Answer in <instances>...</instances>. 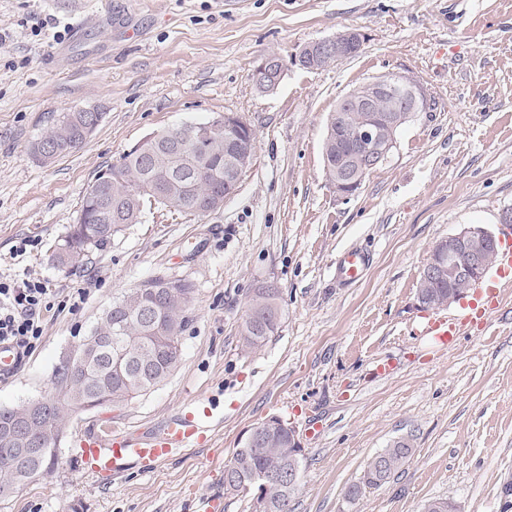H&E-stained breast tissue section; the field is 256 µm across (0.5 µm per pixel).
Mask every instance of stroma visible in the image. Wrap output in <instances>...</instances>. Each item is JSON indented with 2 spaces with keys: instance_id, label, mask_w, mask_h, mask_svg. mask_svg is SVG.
<instances>
[{
  "instance_id": "1",
  "label": "stroma",
  "mask_w": 512,
  "mask_h": 512,
  "mask_svg": "<svg viewBox=\"0 0 512 512\" xmlns=\"http://www.w3.org/2000/svg\"><path fill=\"white\" fill-rule=\"evenodd\" d=\"M359 53L320 70L295 65L305 44L346 29ZM0 276L47 282L55 307L40 345L0 373V408L49 398L63 358L124 293L162 276L195 286L172 375L121 407L73 414L56 464L0 499V512H251L224 488L248 432L277 416L297 432L301 481L292 512H512V288L454 346L418 329L417 288L434 247L464 227L499 232L512 208V0H0ZM281 58L270 93L252 79ZM397 72L427 107L388 160L344 199L325 177L322 146L337 101ZM75 109L101 112L82 145L55 162L31 147ZM232 113L256 152L223 207L194 217L153 204L76 266L51 259L97 174L143 137ZM26 253H19V246ZM370 264L336 278L340 255ZM279 288L282 318L247 345V296ZM84 303L60 308L77 289ZM389 375L375 374L378 363ZM214 432L164 463L117 476L81 471L83 434L146 432L192 407ZM404 440L406 464L356 501L346 497L383 448ZM283 75V64L276 55H267L253 71L254 82L261 92L273 91ZM370 263L367 253L359 249L345 252L337 266L341 278L348 283L360 279Z\"/></svg>"
}]
</instances>
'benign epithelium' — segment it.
Returning <instances> with one entry per match:
<instances>
[{"instance_id": "1", "label": "benign epithelium", "mask_w": 512, "mask_h": 512, "mask_svg": "<svg viewBox=\"0 0 512 512\" xmlns=\"http://www.w3.org/2000/svg\"><path fill=\"white\" fill-rule=\"evenodd\" d=\"M364 35L357 29H347L336 35L305 45L297 54L296 62L307 70L322 69L362 47ZM283 64L279 57L267 55L253 71L254 82L261 92L274 90L282 79ZM386 97L400 100L399 107L383 112L378 109ZM426 106L422 86L410 75L394 73L375 77L343 96L329 119L328 136L324 147L336 146V168H326V178L336 192L344 197L352 195L372 170L384 164L397 144V135L403 123ZM366 112L368 116L354 127L348 126L346 113ZM224 130L226 160L240 169L248 165L251 144L241 143L234 137L230 116L220 114L209 122L195 126L186 135L189 143L203 148L213 132ZM498 250L496 236L479 226H471L441 241L422 272V278L441 280L448 278L470 283L486 273ZM47 402L30 401L24 413L0 422V446L4 461L16 469L27 457L50 444L43 427ZM300 466L286 470L251 473L244 480L252 492V512H272L274 491L298 486Z\"/></svg>"}]
</instances>
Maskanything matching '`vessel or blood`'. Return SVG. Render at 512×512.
I'll use <instances>...</instances> for the list:
<instances>
[{
	"label": "vessel or blood",
	"mask_w": 512,
	"mask_h": 512,
	"mask_svg": "<svg viewBox=\"0 0 512 512\" xmlns=\"http://www.w3.org/2000/svg\"><path fill=\"white\" fill-rule=\"evenodd\" d=\"M370 263L367 253L359 249L345 252L337 266L341 278L348 283L360 279ZM495 274L477 281L475 300L451 319L435 317L427 320L422 332L440 343L453 342L463 324L482 316L485 306L499 298L503 287L512 285V248L499 252L493 262ZM210 433L208 414L187 412L149 432L116 434L89 433L80 437L78 459L85 473L109 475L119 472L123 462L136 460L160 464L175 450L199 444Z\"/></svg>",
	"instance_id": "b4317fda"
}]
</instances>
